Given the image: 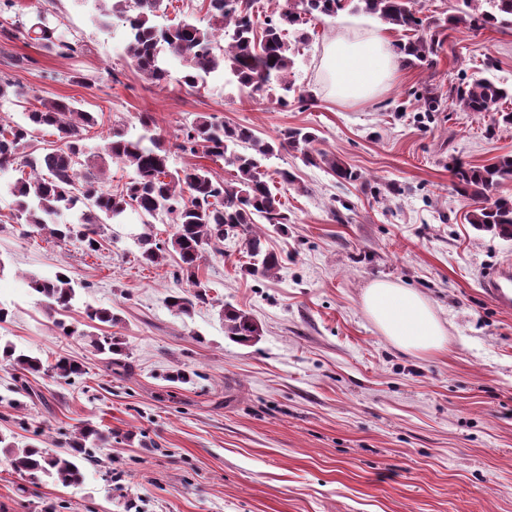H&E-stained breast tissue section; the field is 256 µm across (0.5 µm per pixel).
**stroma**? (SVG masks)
Segmentation results:
<instances>
[{
	"instance_id": "obj_1",
	"label": "stroma",
	"mask_w": 512,
	"mask_h": 512,
	"mask_svg": "<svg viewBox=\"0 0 512 512\" xmlns=\"http://www.w3.org/2000/svg\"><path fill=\"white\" fill-rule=\"evenodd\" d=\"M49 9L88 53L63 59L0 38V76L96 113L90 145L115 124L138 133L143 112L169 138L208 113L266 138L314 129L320 148L363 179L339 182L281 151L267 167L297 175L284 197L289 222L263 227L281 270L249 275L243 237H226L222 253L203 258L210 301L189 318L163 302L176 261L143 264L134 243L147 231L169 239L172 224L147 229L131 215L88 254L78 241L12 220L13 199L1 192L0 305L11 317L0 323V344L44 360L66 354L88 372L71 385L31 378L35 398L0 404V433L22 444L26 426H42L53 445L91 422L113 435L80 486L33 484L0 465V512H41L49 501L66 512H125L128 495L143 512H512V312L481 288L488 269L512 258V240L468 224L471 202L448 172L453 158L483 164L512 153V126L448 100L450 85L473 77L512 86V26L458 28L431 65L401 67L386 92L353 103L337 99L325 49L348 28L379 20L346 10L312 21L291 73L312 100L284 108L221 81L198 91L153 87L126 58L121 30L102 29L80 0ZM77 72L85 83L72 82ZM428 89L438 111L420 108ZM62 269L77 298L61 318L81 319L89 304L113 308L122 320L101 332L125 342L132 375L110 373L86 342L60 336L38 305L28 276ZM380 279L430 300L448 330L445 350L408 355L383 336L362 303ZM225 305L251 313L257 343L225 336ZM181 369L194 378L174 381Z\"/></svg>"
}]
</instances>
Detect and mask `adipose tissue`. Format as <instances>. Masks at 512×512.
I'll return each mask as SVG.
<instances>
[{"instance_id": "ef3b65f1", "label": "adipose tissue", "mask_w": 512, "mask_h": 512, "mask_svg": "<svg viewBox=\"0 0 512 512\" xmlns=\"http://www.w3.org/2000/svg\"><path fill=\"white\" fill-rule=\"evenodd\" d=\"M400 66L384 31L333 39L324 69L342 101L361 102L384 91ZM364 308L379 331L398 349L423 356L442 350L448 331L431 303L417 291L391 281L373 282L364 292Z\"/></svg>"}]
</instances>
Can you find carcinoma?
<instances>
[{
  "label": "carcinoma",
  "mask_w": 512,
  "mask_h": 512,
  "mask_svg": "<svg viewBox=\"0 0 512 512\" xmlns=\"http://www.w3.org/2000/svg\"><path fill=\"white\" fill-rule=\"evenodd\" d=\"M97 12L115 17L125 30V55L156 87L175 81L190 89L207 85L220 74L250 93L275 91L276 102L288 105V98L306 105L309 95L294 87L288 75L299 54L298 44L307 39L302 26L325 17L334 18L348 9L377 17L394 30L418 32L424 28L420 17L422 0H286L257 31L254 8L257 0H202L213 25L202 28L192 17L162 26L155 21L164 12L165 0H91ZM464 8L445 18V24L461 23L471 31L497 24L512 25V0H461ZM15 0H0V35L33 41L62 58H74L85 45L59 31L50 19L49 9L39 7L35 18L15 19L10 26L1 22ZM430 36L395 43L405 66L418 67L430 61L443 42L441 24ZM179 61L178 76H172L171 60ZM512 94L489 78H473L448 88V98L462 112L479 115L488 112ZM10 103L21 108L20 117L0 122V170L12 165L20 177L6 184L14 197L17 220L38 234L57 240L75 238L87 254L96 253L106 226L117 223L127 211L139 214L146 226L159 217L174 224L170 239L155 242L144 232L136 238L140 259L147 265H163L167 255L179 259L177 286L167 291L165 305L181 316H191L196 305L209 302V289L198 271L205 253L222 252L224 235L242 232L250 258L247 272L270 278L281 269L278 254L266 246V236L257 220L279 227L288 223L282 195L272 190L263 161L283 149L300 154L306 165L324 166L344 182L362 179L360 171L344 164L339 157L319 148V137L302 128H288L275 139L258 136L249 127L226 124L200 115L181 129L175 142L156 131V120L148 112L138 116L141 133L131 137L115 129L103 138L99 149L86 144L87 133L98 124L94 113L79 107L69 98H41L32 95L8 78L0 76V108ZM56 137L54 147L37 145L38 135L46 130ZM200 160L224 162L233 168L230 179L219 178L198 162L181 170L169 168L174 153ZM131 170L122 189L112 191L105 175L106 161ZM453 185L474 201L467 213L468 223L512 240V197L495 194L504 181H512V154L498 155L492 162L474 165L458 159L448 163ZM30 287L39 304L49 314L71 308L75 288L70 275L58 271L52 277H34ZM85 321L56 322L63 335L78 336L89 342L94 352L106 356L107 366L123 368L118 358L123 347L118 338L96 333L101 325L121 321L110 308L85 307ZM224 333L246 343L260 335L249 313L232 306L221 309ZM3 361L15 375L9 392L0 401L20 406L19 397H32L28 376H48L56 382L70 383L86 374L85 366L60 355L54 362L6 344L0 349ZM112 440V429L86 424L70 435L66 446L49 448L44 432L34 434L23 446L0 435V451L8 466L20 476L35 481L43 477L69 487L84 479L83 469L101 467L97 449Z\"/></svg>",
  "instance_id": "cac0c4a2"
}]
</instances>
